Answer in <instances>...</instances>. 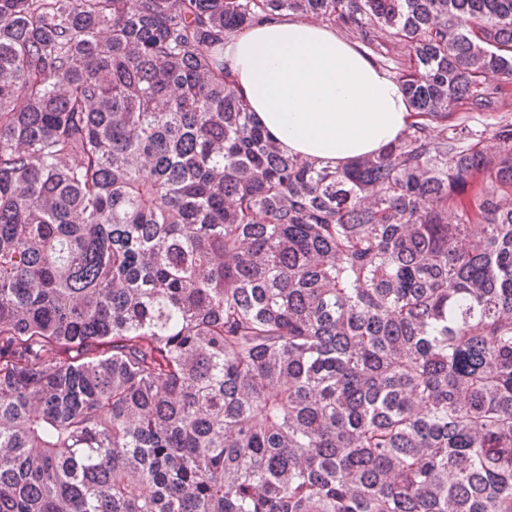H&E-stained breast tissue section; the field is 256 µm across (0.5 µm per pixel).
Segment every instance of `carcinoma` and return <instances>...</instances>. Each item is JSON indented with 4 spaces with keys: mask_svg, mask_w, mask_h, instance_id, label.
<instances>
[{
    "mask_svg": "<svg viewBox=\"0 0 512 512\" xmlns=\"http://www.w3.org/2000/svg\"><path fill=\"white\" fill-rule=\"evenodd\" d=\"M408 48L332 168L224 65ZM512 0H0V512H512Z\"/></svg>",
    "mask_w": 512,
    "mask_h": 512,
    "instance_id": "1",
    "label": "carcinoma"
}]
</instances>
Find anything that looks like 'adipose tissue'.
<instances>
[{"label":"adipose tissue","mask_w":512,"mask_h":512,"mask_svg":"<svg viewBox=\"0 0 512 512\" xmlns=\"http://www.w3.org/2000/svg\"><path fill=\"white\" fill-rule=\"evenodd\" d=\"M228 74L282 150L331 166L379 153L415 122L394 76L347 36L291 14L224 45Z\"/></svg>","instance_id":"ef3b65f1"}]
</instances>
